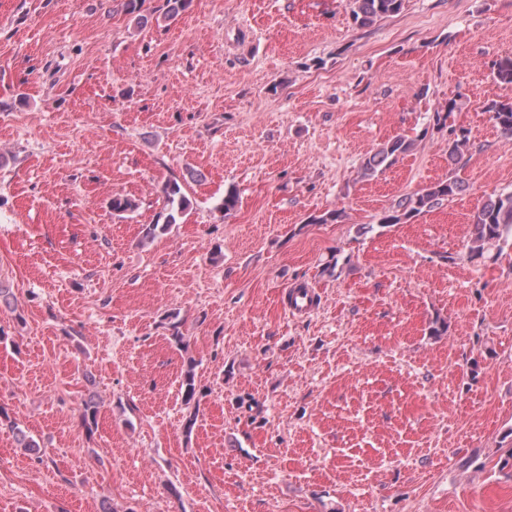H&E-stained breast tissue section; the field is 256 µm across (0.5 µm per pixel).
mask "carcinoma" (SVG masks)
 Returning a JSON list of instances; mask_svg holds the SVG:
<instances>
[{
    "instance_id": "cac0c4a2",
    "label": "carcinoma",
    "mask_w": 512,
    "mask_h": 512,
    "mask_svg": "<svg viewBox=\"0 0 512 512\" xmlns=\"http://www.w3.org/2000/svg\"><path fill=\"white\" fill-rule=\"evenodd\" d=\"M192 0H166V11L161 20L167 24L189 8ZM351 18L360 27H370L379 19L397 14L403 7V0H351ZM494 78L507 85H512V56L505 55L492 63ZM486 111L490 120L503 133L512 135V100H494L488 104ZM469 142L468 133L462 129L448 139V159H456ZM414 140L397 136L388 141L374 154L367 157L361 166L362 175L373 177L383 164H393L399 156L413 150ZM462 189V182L454 177L425 186L419 192L398 201L393 210L384 214L381 224H399L401 221L426 212L441 201L457 195ZM165 208L158 220L143 225V237L153 239L159 234L168 232L178 223L190 208V200L182 193L178 181L172 180L164 186ZM113 214L123 215L138 209L135 198L115 194L110 201ZM471 235L468 240V252L472 256H481L485 252L496 249L502 253L512 239V191L502 192L490 197L476 208L471 218Z\"/></svg>"
}]
</instances>
